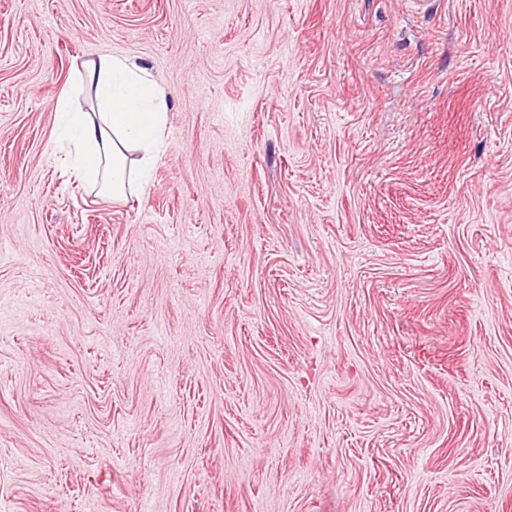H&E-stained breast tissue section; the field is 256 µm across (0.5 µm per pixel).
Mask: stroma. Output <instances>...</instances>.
Segmentation results:
<instances>
[{"label":"stroma","mask_w":512,"mask_h":512,"mask_svg":"<svg viewBox=\"0 0 512 512\" xmlns=\"http://www.w3.org/2000/svg\"><path fill=\"white\" fill-rule=\"evenodd\" d=\"M0 512H512V0H0ZM77 83L90 90L94 112L77 111L64 93L55 106L58 143L81 183L112 201L126 199L148 185L160 157L167 102L149 73L124 57L84 63Z\"/></svg>","instance_id":"obj_1"}]
</instances>
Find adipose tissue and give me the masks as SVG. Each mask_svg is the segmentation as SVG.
Masks as SVG:
<instances>
[{"mask_svg":"<svg viewBox=\"0 0 512 512\" xmlns=\"http://www.w3.org/2000/svg\"><path fill=\"white\" fill-rule=\"evenodd\" d=\"M77 83L90 90L94 109L77 111L61 96L55 106L59 142L80 182L102 197L126 199L148 185L160 157L167 102L149 73L123 57L84 63Z\"/></svg>","mask_w":512,"mask_h":512,"instance_id":"adipose-tissue-1","label":"adipose tissue"}]
</instances>
